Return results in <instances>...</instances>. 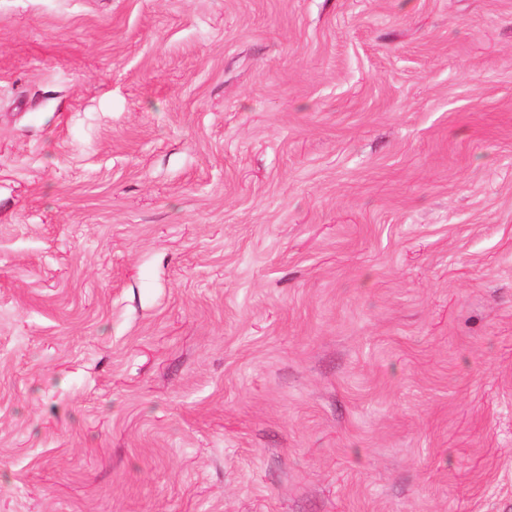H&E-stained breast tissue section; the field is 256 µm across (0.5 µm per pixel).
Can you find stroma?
I'll return each mask as SVG.
<instances>
[{"mask_svg": "<svg viewBox=\"0 0 512 512\" xmlns=\"http://www.w3.org/2000/svg\"><path fill=\"white\" fill-rule=\"evenodd\" d=\"M0 512H512V0H0Z\"/></svg>", "mask_w": 512, "mask_h": 512, "instance_id": "1", "label": "stroma"}]
</instances>
